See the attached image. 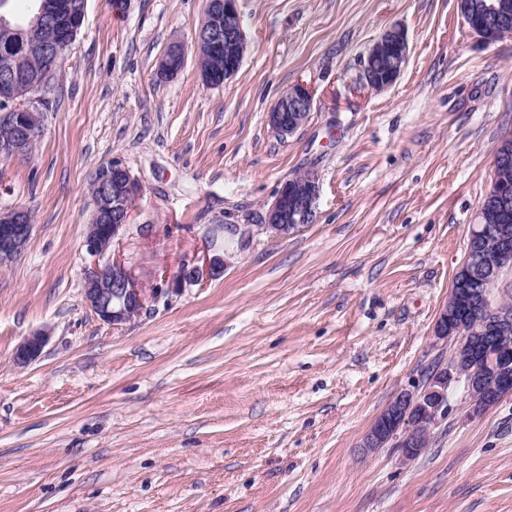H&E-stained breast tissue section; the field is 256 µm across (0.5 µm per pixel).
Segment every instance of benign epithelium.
<instances>
[{
    "instance_id": "1",
    "label": "benign epithelium",
    "mask_w": 512,
    "mask_h": 512,
    "mask_svg": "<svg viewBox=\"0 0 512 512\" xmlns=\"http://www.w3.org/2000/svg\"><path fill=\"white\" fill-rule=\"evenodd\" d=\"M34 9L25 21L0 12V31L11 38L0 57V123L10 135L0 139V157L11 159L27 154L36 137L44 131L42 105L58 70L55 45L45 42L42 30L53 24L60 40L71 43L85 20V9L75 0H33ZM210 23L198 29L194 46L204 45L210 55L198 60L205 76L212 74L216 60L224 59V80L233 78L248 51L237 0H209ZM460 14L469 18V29L485 43L512 36V3L509 0H458ZM21 49L43 58L41 71L22 78L13 69L12 52ZM187 49L173 41L159 61L158 71L173 76L185 65ZM409 59L406 30L400 25L388 29L369 49L357 77L358 87L382 92L392 87ZM314 107L313 91L302 83L285 90L267 122L281 137L293 136L308 121ZM495 161L512 164V138L500 141ZM97 184L105 197L94 206L86 225L82 248L92 259L85 268L82 296L104 323L119 326L141 317L151 301L163 294H181L224 273V225L214 224L204 236L199 258L188 260L165 280V287L150 291L140 287L125 262L117 258L114 246L128 230L132 207L140 196L141 184L119 159L104 165ZM320 178L310 168L281 182L274 201L264 215V229L286 236L317 217ZM477 223L472 225L465 257L457 271L455 286L448 295L434 325L438 340L455 342L448 366L422 386L400 391L388 404L365 436L364 452L374 453L391 442L401 448L405 461L421 452V437L448 413V390L463 385L470 400L469 412L479 415L512 393V306H491L489 294L504 258L512 255V185L497 179L489 186L479 205ZM32 232L28 212L9 209L0 212V267L25 250ZM48 336L36 331L25 337L13 353L18 366L37 360Z\"/></svg>"
}]
</instances>
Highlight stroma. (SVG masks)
<instances>
[{"instance_id": "stroma-1", "label": "stroma", "mask_w": 512, "mask_h": 512, "mask_svg": "<svg viewBox=\"0 0 512 512\" xmlns=\"http://www.w3.org/2000/svg\"><path fill=\"white\" fill-rule=\"evenodd\" d=\"M205 0H86L26 158H0V210L27 208L0 268V512H512V394L480 416L463 387L424 451L363 455L393 397L447 365L433 333L512 135V37L487 44L457 0H238L248 52L219 87L190 41ZM395 85L354 81L393 25ZM314 109L284 139L266 115L289 86ZM141 183L118 249L163 287L224 227L223 275L110 326L82 299L95 169ZM320 175L317 220L262 229L280 183ZM36 331L48 342L21 367ZM187 49L180 40L173 41L159 61L161 75L173 76L185 65ZM47 342L48 336L42 331H36L26 336L14 350V363L18 366H26L34 362L40 357Z\"/></svg>"}]
</instances>
